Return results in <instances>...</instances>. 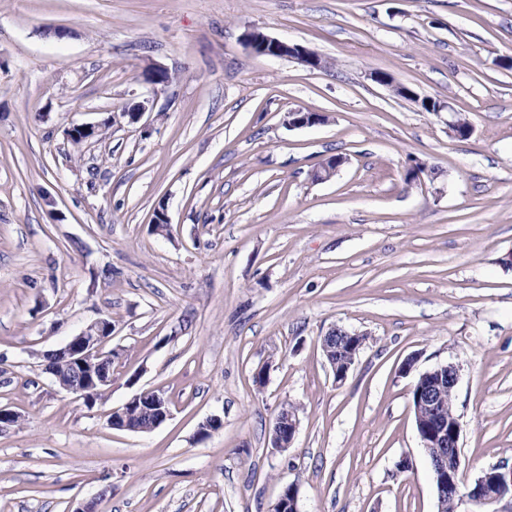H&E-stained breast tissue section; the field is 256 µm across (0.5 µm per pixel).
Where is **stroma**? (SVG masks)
Returning a JSON list of instances; mask_svg holds the SVG:
<instances>
[{"label":"stroma","mask_w":512,"mask_h":512,"mask_svg":"<svg viewBox=\"0 0 512 512\" xmlns=\"http://www.w3.org/2000/svg\"><path fill=\"white\" fill-rule=\"evenodd\" d=\"M249 29L331 67L252 54ZM76 124L99 134L74 144ZM414 160L435 177L405 183ZM511 253L512 0H0V406L22 416L0 512H272L292 484L300 512H438L411 390L454 365L465 481L512 464ZM101 317L117 356L90 407L42 355ZM335 326L367 336L341 383ZM145 390L172 418L110 428ZM336 334L340 335V336H346V341L348 338L352 337V336H362L361 334L359 333H354V334H351L350 332L346 331L345 329L343 328H340V327H334V328H331L327 334H325L323 337H322V341H321V348H322V351H323V354L326 358V360L332 365V368H333V372L335 374V379H336V382H344L350 371L352 370L354 364H355V360H356V355L359 354L360 350L363 348V344L358 346L357 347V350L352 352L351 354V357L350 359H348V361H346L345 363V367L343 369V371L339 372V373H336V361L332 360L331 358V354L332 353H336L338 351H342V350H337L339 349L340 347H335L334 349H332L328 343H327V340L326 338L329 337V336H337ZM364 339H367L366 336H362ZM278 417H279L278 425L280 426L281 433L273 432L277 425V420H276V418H274L273 427H272L273 433H272L271 443L274 448H279L281 450H285L286 448H289L291 446V444L293 443V441L295 439L297 429L299 426V418L296 414L295 408L288 403L284 404L280 408V410L278 412ZM282 431L285 432V435H283ZM284 436L288 437V442L284 441Z\"/></svg>","instance_id":"stroma-1"}]
</instances>
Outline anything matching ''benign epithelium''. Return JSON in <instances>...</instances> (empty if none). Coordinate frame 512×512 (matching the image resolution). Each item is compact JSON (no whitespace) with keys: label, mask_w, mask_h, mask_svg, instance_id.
I'll return each mask as SVG.
<instances>
[{"label":"benign epithelium","mask_w":512,"mask_h":512,"mask_svg":"<svg viewBox=\"0 0 512 512\" xmlns=\"http://www.w3.org/2000/svg\"><path fill=\"white\" fill-rule=\"evenodd\" d=\"M263 38L262 54L265 56L301 61L317 70L323 66L321 56L303 45L289 44L267 34ZM111 339L112 322L102 317L56 349V353L65 360L67 374L48 367L45 371L52 375L60 389L92 406L95 404V394L99 386L112 384V375L102 369L106 358L103 348ZM414 412L420 445L431 464L440 496L453 494L460 498L462 504L478 505H492L504 499L512 500V466L505 463L484 469L483 474L470 484L463 481L459 465L461 424L451 423L444 417L435 390L417 395ZM170 416V406L163 393L159 390H145L113 410L109 415L108 425L113 429L132 432L151 431ZM278 417L280 431L272 433L271 443L273 447L284 450L295 439L299 418L295 408L288 403L280 408ZM450 454L458 461V465L448 466Z\"/></svg>","instance_id":"1"}]
</instances>
